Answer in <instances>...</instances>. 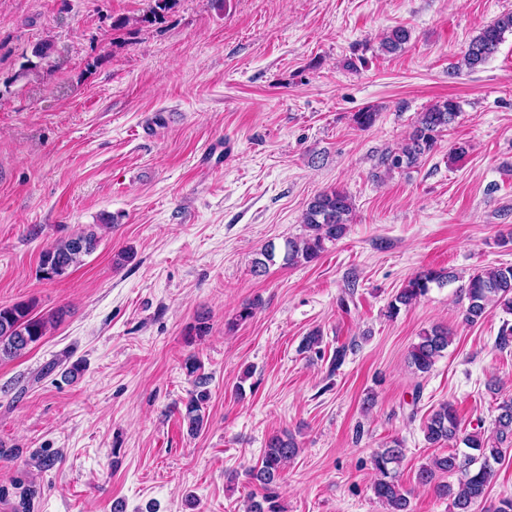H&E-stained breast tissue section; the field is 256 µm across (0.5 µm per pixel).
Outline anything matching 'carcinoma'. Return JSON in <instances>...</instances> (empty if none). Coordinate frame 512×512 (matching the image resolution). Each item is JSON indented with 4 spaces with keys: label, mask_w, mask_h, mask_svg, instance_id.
Segmentation results:
<instances>
[{
    "label": "carcinoma",
    "mask_w": 512,
    "mask_h": 512,
    "mask_svg": "<svg viewBox=\"0 0 512 512\" xmlns=\"http://www.w3.org/2000/svg\"><path fill=\"white\" fill-rule=\"evenodd\" d=\"M512 32V12L498 17L493 23L480 29L471 39L463 53L462 64L475 69L494 55L505 32ZM409 31L403 27L392 29L382 45L390 53L408 42ZM461 106L453 99L435 103L418 114L413 131L407 141L395 150L382 153L379 166L385 171L404 170L419 164L431 154L444 132L455 121ZM352 202L350 196L339 189L323 191L311 199L303 215L306 233L298 240L287 241L281 250L270 244L255 261V272L264 273L267 267L281 258L282 264L297 266L310 263L321 257L325 244L341 239L347 232ZM99 242L93 226L56 240L42 250L39 272L47 281H55L69 274L83 257L91 254ZM452 278L444 270H424L410 277L405 286L390 302V315L400 307H408L424 297L431 285H443ZM467 303L462 319L472 325L481 321L489 310L500 308L512 313V265L496 266L473 275L465 286ZM33 304L18 302L0 306V361L20 356L30 346L38 343L47 333L53 318L32 314ZM452 343V333L443 327H433L419 336V341L408 351L410 367L420 373L431 370L442 352ZM186 374L194 378L195 390L184 403L181 418L190 434L196 435L204 426L205 414L211 395L207 388V377L199 374L200 363L193 355L184 363ZM426 441L431 445L461 442L467 451L437 456L417 472L420 484H434L438 496L451 497L453 512H475V506L486 496L495 473L490 461L498 460L503 447L512 445V398L498 405L493 435L488 437L475 430L464 432L457 410L450 402H444L433 411L424 427ZM299 453V446L290 434H275L266 443L260 466L248 471V476L263 488L261 497H251L247 512H282L279 501V481L289 461ZM404 458V448L397 440L376 452L372 459L376 479L372 490L387 512H411L408 492L396 479L395 467ZM439 473H459L457 487L435 482Z\"/></svg>",
    "instance_id": "1"
}]
</instances>
